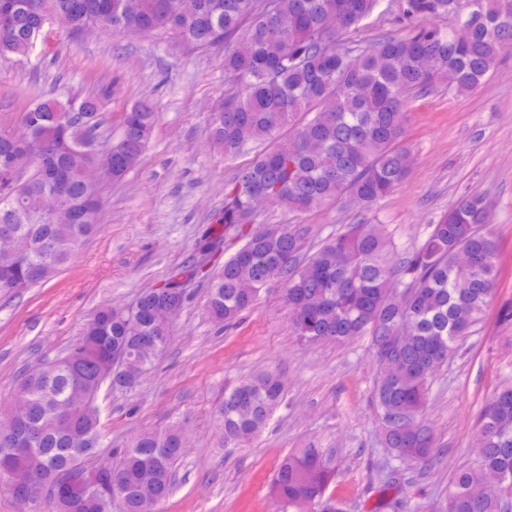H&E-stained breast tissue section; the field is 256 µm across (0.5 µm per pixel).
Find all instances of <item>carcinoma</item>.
<instances>
[{"mask_svg": "<svg viewBox=\"0 0 512 512\" xmlns=\"http://www.w3.org/2000/svg\"><path fill=\"white\" fill-rule=\"evenodd\" d=\"M512 0H400L406 32L353 45L379 0H0V58L27 56L53 27L78 36L96 28L114 36L171 34L196 48H224V103L210 137L233 156L282 127L291 133L239 170L224 189V212L213 223L247 230L245 243L211 275L208 317L224 326L251 309L263 289L284 285L290 335L315 344L367 336L384 370L373 399L384 446L400 465L423 466L436 455L433 433L421 417L428 380L475 332L496 290V240L486 224L490 201L462 197L410 255L392 260L376 224H352L312 255L290 226L252 230L256 196L290 212L344 198L369 208L401 184L409 152L399 147L411 103L439 88L477 89L500 59L512 53ZM446 19L441 25L438 20ZM469 22L457 42L452 30ZM99 95L38 100L22 118L29 150L16 154L0 137V157L21 162L17 179L0 175V226L8 225L27 249L24 261L0 252V295L39 287L66 267L99 224L101 169L115 180L146 150L155 115L141 102L124 113L120 139L101 152L93 137L103 121ZM47 194L59 197L60 216L42 213ZM222 236L204 242L191 264L162 286L141 293L133 308L95 312L62 355L27 369L15 391L28 401L25 416H0V471L37 487L74 468L85 473L78 495L48 503L46 512H108L120 495L124 512H156L174 489L185 453L181 424L133 435L112 449V469L98 471L86 450L100 445L98 416L86 400L103 386L135 387L168 345L174 318L189 302L182 277L206 276ZM469 259L460 261L459 254ZM283 400L273 372L225 390L215 410L224 447L258 435ZM471 468L459 472L446 512H505L492 487H512V388L485 404ZM334 470L322 448H301L283 458L272 491L291 512L321 502L322 512H343L325 498Z\"/></svg>", "mask_w": 512, "mask_h": 512, "instance_id": "obj_1", "label": "carcinoma"}]
</instances>
